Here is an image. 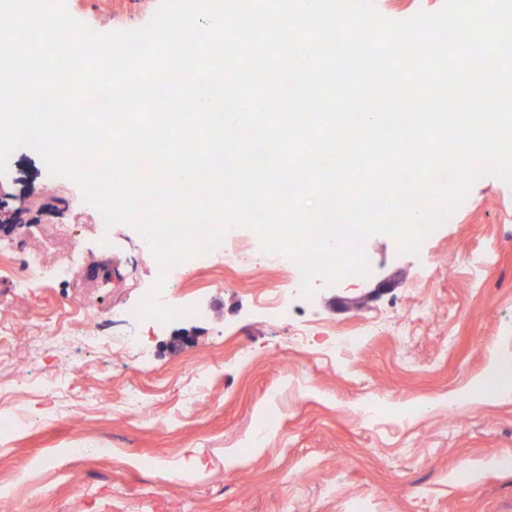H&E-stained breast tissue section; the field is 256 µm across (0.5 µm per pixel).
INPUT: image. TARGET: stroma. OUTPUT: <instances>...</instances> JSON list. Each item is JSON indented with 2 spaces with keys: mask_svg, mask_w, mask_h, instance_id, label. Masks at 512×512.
I'll use <instances>...</instances> for the list:
<instances>
[{
  "mask_svg": "<svg viewBox=\"0 0 512 512\" xmlns=\"http://www.w3.org/2000/svg\"><path fill=\"white\" fill-rule=\"evenodd\" d=\"M160 0H69L98 32L135 30ZM0 255L48 265L83 260L69 279L17 287L0 269V315L54 318L94 303L109 326L92 347L71 337L41 351L18 334L0 358V384L36 362L0 401L15 430L0 433V497L13 512H512V394L473 389L463 409L440 399L473 388L492 359L512 360V186L480 178L418 254L377 234L363 243L370 274L308 299L289 290L292 317L271 322L260 298L283 287V257L234 229L210 262L173 284L197 315L144 328L118 344L124 318L159 275L134 226L102 223L71 181L23 147L0 176ZM251 247L232 252L231 242ZM393 288L380 292V280ZM372 323L356 352L317 353L332 330ZM82 364L56 389L51 368ZM215 373L189 405L190 365ZM149 394L150 417L122 413L127 389Z\"/></svg>",
  "mask_w": 512,
  "mask_h": 512,
  "instance_id": "obj_1",
  "label": "stroma"
}]
</instances>
